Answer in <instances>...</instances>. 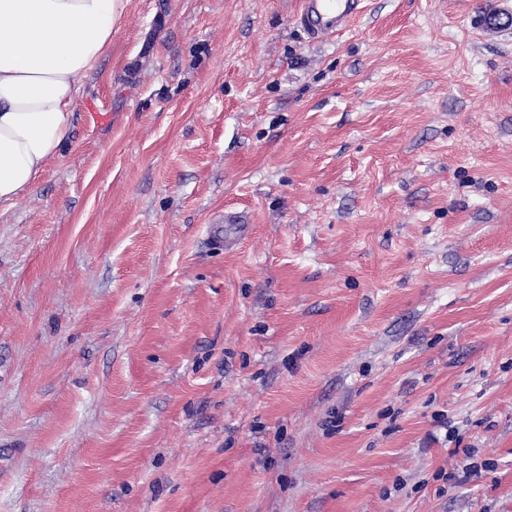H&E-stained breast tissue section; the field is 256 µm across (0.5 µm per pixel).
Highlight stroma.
I'll list each match as a JSON object with an SVG mask.
<instances>
[{
    "mask_svg": "<svg viewBox=\"0 0 512 512\" xmlns=\"http://www.w3.org/2000/svg\"><path fill=\"white\" fill-rule=\"evenodd\" d=\"M301 9L130 0L0 206V512H512V0ZM362 0H303L299 19L312 40L346 29L361 13Z\"/></svg>",
    "mask_w": 512,
    "mask_h": 512,
    "instance_id": "1",
    "label": "stroma"
}]
</instances>
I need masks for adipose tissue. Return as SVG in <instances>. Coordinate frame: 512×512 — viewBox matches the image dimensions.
I'll use <instances>...</instances> for the list:
<instances>
[{"instance_id":"ef3b65f1","label":"adipose tissue","mask_w":512,"mask_h":512,"mask_svg":"<svg viewBox=\"0 0 512 512\" xmlns=\"http://www.w3.org/2000/svg\"><path fill=\"white\" fill-rule=\"evenodd\" d=\"M129 0H0V204L33 190L67 144L77 94Z\"/></svg>"}]
</instances>
